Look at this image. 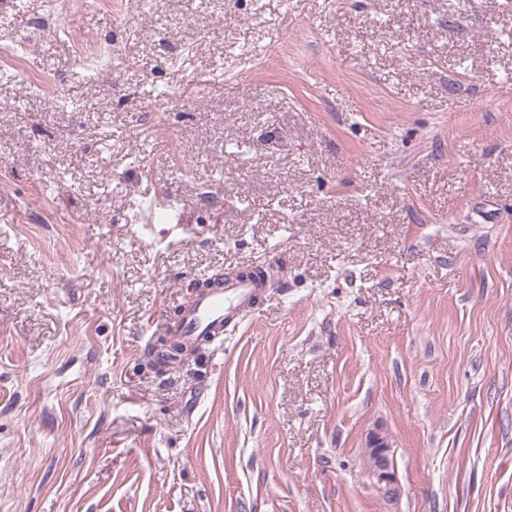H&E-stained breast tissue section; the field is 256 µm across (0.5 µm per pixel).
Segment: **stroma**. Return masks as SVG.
Instances as JSON below:
<instances>
[{
    "instance_id": "35a3bbf8",
    "label": "stroma",
    "mask_w": 512,
    "mask_h": 512,
    "mask_svg": "<svg viewBox=\"0 0 512 512\" xmlns=\"http://www.w3.org/2000/svg\"><path fill=\"white\" fill-rule=\"evenodd\" d=\"M0 512H512V0H0ZM258 304L160 373L201 274ZM182 352L183 346L179 342L174 339L171 341L160 337L149 349L148 356L153 358V365L155 367V363L173 367V365H179L184 361ZM393 448L391 435L382 426L375 425L366 434L361 451L363 472L385 512H399L403 497Z\"/></svg>"
}]
</instances>
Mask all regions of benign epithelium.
<instances>
[{
    "mask_svg": "<svg viewBox=\"0 0 512 512\" xmlns=\"http://www.w3.org/2000/svg\"><path fill=\"white\" fill-rule=\"evenodd\" d=\"M365 477L385 512H399L403 486L398 476L393 440L383 427L376 425L366 434L361 451Z\"/></svg>",
    "mask_w": 512,
    "mask_h": 512,
    "instance_id": "1",
    "label": "benign epithelium"
}]
</instances>
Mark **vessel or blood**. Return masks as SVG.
I'll return each mask as SVG.
<instances>
[{
  "label": "vessel or blood",
  "instance_id": "b4317fda",
  "mask_svg": "<svg viewBox=\"0 0 512 512\" xmlns=\"http://www.w3.org/2000/svg\"><path fill=\"white\" fill-rule=\"evenodd\" d=\"M264 288L259 278H243L211 288L194 297L178 321L161 323L159 333L177 337L190 347L203 336L220 339L225 323L235 322Z\"/></svg>",
  "mask_w": 512,
  "mask_h": 512
}]
</instances>
